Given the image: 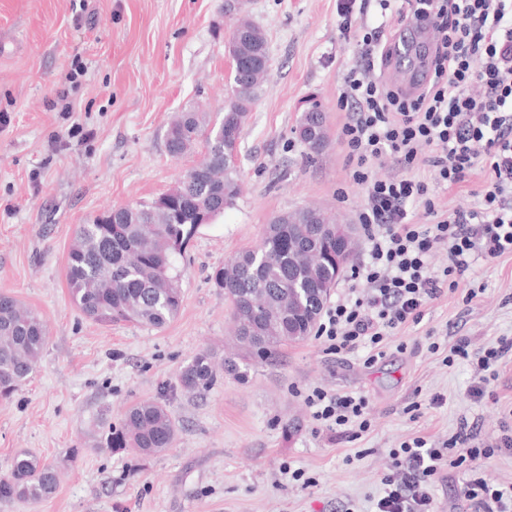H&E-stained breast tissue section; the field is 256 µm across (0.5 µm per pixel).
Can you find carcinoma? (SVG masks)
<instances>
[{"mask_svg":"<svg viewBox=\"0 0 512 512\" xmlns=\"http://www.w3.org/2000/svg\"><path fill=\"white\" fill-rule=\"evenodd\" d=\"M230 56L244 67L232 81L230 102L218 122L196 112L180 113L165 133V148L180 157L204 144L200 161L171 191L135 207L120 206L79 224L67 256L65 277L73 303L101 322L135 321L161 329L181 307L174 258L183 253L190 231L213 220L239 195L235 164L248 114L267 81L268 40L263 29L241 14ZM313 160L321 153L326 129L320 113L302 112L294 128ZM334 223L316 208L281 213L267 225L259 245L235 255L214 275L224 289L236 323V335L251 354L269 358L286 342L307 339L308 326L323 306L320 286L336 278V261L325 248V232ZM46 343L40 316L14 297L0 294V396L9 397L28 380ZM234 364L207 351L196 354L178 374L182 389L203 394ZM176 436L171 415L158 402L129 406L119 425L109 426L106 445L135 448L153 455L170 447ZM56 470L28 454L17 456L0 476V500L32 505L51 497Z\"/></svg>","mask_w":512,"mask_h":512,"instance_id":"obj_1","label":"carcinoma"}]
</instances>
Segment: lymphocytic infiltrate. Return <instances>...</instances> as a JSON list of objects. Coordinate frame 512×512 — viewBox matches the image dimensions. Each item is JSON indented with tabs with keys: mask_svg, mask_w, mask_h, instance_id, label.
I'll list each match as a JSON object with an SVG mask.
<instances>
[{
	"mask_svg": "<svg viewBox=\"0 0 512 512\" xmlns=\"http://www.w3.org/2000/svg\"><path fill=\"white\" fill-rule=\"evenodd\" d=\"M337 12L343 31L360 30L338 105L347 114L339 140L351 179L365 193L357 214L365 248L352 285L322 313L316 337L331 354L367 349L372 364L385 357L398 328L420 323L428 303L458 289L475 261L512 256V0H339ZM420 13L430 16L436 41L426 84L409 92L376 72ZM385 161L397 173L374 179V164ZM419 161L432 180L412 176ZM479 166L488 182L477 203L438 209L437 190L467 182ZM440 249L448 264L436 274L430 258ZM307 403L337 438L353 440L370 428L365 396L317 387ZM497 453L512 454V424L491 444L465 424L439 447L422 436L403 442L390 453L374 512H435L431 486L447 465L463 470L460 493L476 512H512V486L495 487L475 467Z\"/></svg>",
	"mask_w": 512,
	"mask_h": 512,
	"instance_id": "f902f5d3",
	"label": "lymphocytic infiltrate"
}]
</instances>
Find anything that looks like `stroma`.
Wrapping results in <instances>:
<instances>
[{
	"label": "stroma",
	"instance_id": "35a3bbf8",
	"mask_svg": "<svg viewBox=\"0 0 512 512\" xmlns=\"http://www.w3.org/2000/svg\"><path fill=\"white\" fill-rule=\"evenodd\" d=\"M224 2L0 0V294L39 313L48 330L30 379L0 398V474L27 453L59 475L53 497L0 503V512H372L391 449L447 438L464 420L494 439L512 405V364L487 396L472 395L475 353L512 337V256L476 262L370 366L356 353H326L312 336L266 362L235 340L214 272L255 248L279 213L316 205L351 224L364 203L338 140L355 42L338 27L337 0H245L268 38L269 79L236 156L241 194L195 230L179 260L177 317L161 329L104 325L73 304L64 264L76 225L158 197L200 160V145L179 158L165 150L177 113L223 117L232 23ZM62 92L67 107L46 109ZM315 103L328 140L309 163L292 128ZM471 288L479 294L468 303ZM461 336L472 358L446 364ZM206 349L237 371L186 393L178 373ZM316 387L364 395L370 429L351 442L319 430L305 400ZM434 393L441 407H427ZM146 400L169 411L173 445L150 456L108 449V424ZM415 401L425 409L413 421L404 410ZM298 468L312 485L290 477Z\"/></svg>",
	"mask_w": 512,
	"mask_h": 512
}]
</instances>
